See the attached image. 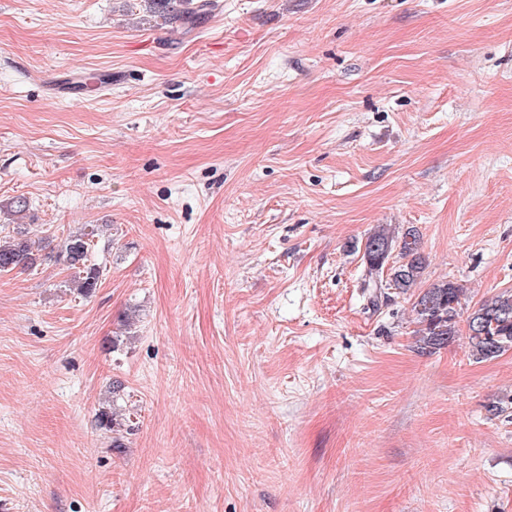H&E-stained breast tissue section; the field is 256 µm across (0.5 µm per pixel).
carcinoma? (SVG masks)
Segmentation results:
<instances>
[{"mask_svg": "<svg viewBox=\"0 0 512 512\" xmlns=\"http://www.w3.org/2000/svg\"><path fill=\"white\" fill-rule=\"evenodd\" d=\"M214 0H163L164 8L193 23L213 7ZM99 235V228L83 227L69 232L62 239L59 256L66 269L72 271L70 287L88 296L97 288L100 267L89 262L91 243ZM40 242L23 231L0 246V275L14 270L29 269L37 264ZM398 260L391 261L392 254ZM364 274L361 288L368 301L378 306L382 290L392 289L406 294L417 287L423 270L424 258L419 251L415 229L408 227L402 233H393L384 225L378 226L367 237L362 247ZM463 287L446 281L417 294L413 303L418 323L421 324L418 348L432 353L454 340L457 334L458 305ZM468 344L472 357L487 361L512 350V290H504L484 300L467 319ZM99 427L108 433L119 434L122 424L114 412L103 409L97 418Z\"/></svg>", "mask_w": 512, "mask_h": 512, "instance_id": "carcinoma-1", "label": "carcinoma"}]
</instances>
